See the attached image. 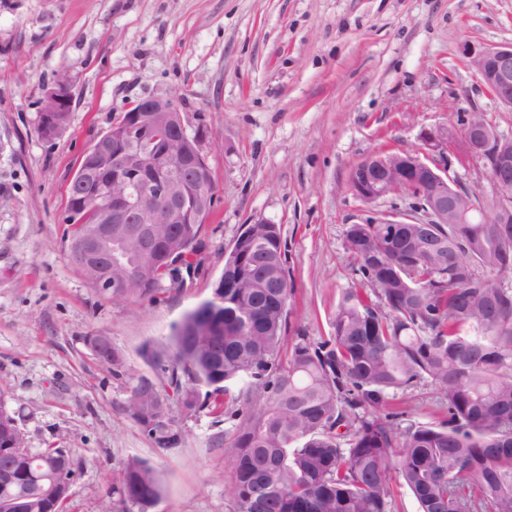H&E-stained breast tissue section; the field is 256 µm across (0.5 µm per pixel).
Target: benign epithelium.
Instances as JSON below:
<instances>
[{
    "mask_svg": "<svg viewBox=\"0 0 512 512\" xmlns=\"http://www.w3.org/2000/svg\"><path fill=\"white\" fill-rule=\"evenodd\" d=\"M486 91L512 109V43L478 48L464 45ZM73 103L70 85L50 88L41 109V128L56 132L69 119ZM180 102L148 96L126 109L123 116L86 151L88 163L77 181L103 185L99 216L81 237L69 243V255L106 295L126 288L133 271L112 257V244L132 246L138 267L156 261L155 247L164 241L169 225L183 222L187 208L207 217L213 189L206 177L201 135L187 132ZM424 152L380 150L358 164L349 175V189L366 204L392 194L421 201L415 211L393 209L373 218V224L421 225L422 247L432 241L435 224H470L478 205L475 196L450 175L445 149L453 143L462 163L483 164L496 198L495 209L483 212L484 224H512V134L499 133L487 121L471 115L459 135L448 129L422 134Z\"/></svg>",
    "mask_w": 512,
    "mask_h": 512,
    "instance_id": "1",
    "label": "benign epithelium"
}]
</instances>
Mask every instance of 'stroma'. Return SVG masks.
<instances>
[{
  "label": "stroma",
  "mask_w": 512,
  "mask_h": 512,
  "mask_svg": "<svg viewBox=\"0 0 512 512\" xmlns=\"http://www.w3.org/2000/svg\"><path fill=\"white\" fill-rule=\"evenodd\" d=\"M512 43V0H0V385L29 447L71 449L80 468L68 512H101L121 464L154 465L164 491L151 512H235L224 444L233 421L172 412L184 440L155 447L124 405L156 378L140 350L164 343L210 299L245 224L281 228L293 284L284 346L332 333L353 284L349 225L390 206L348 188L351 168L384 147H421L422 131H460L473 112L502 133L463 43ZM74 102L61 133L38 114L56 82ZM181 98L202 133L214 204L183 287L154 298L90 288L68 258L66 189L83 155L130 105ZM110 337L123 364H101L85 339ZM402 426L438 421L437 390L400 392Z\"/></svg>",
  "instance_id": "obj_1"
}]
</instances>
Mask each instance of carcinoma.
I'll list each match as a JSON object with an SVG mask.
<instances>
[{
	"mask_svg": "<svg viewBox=\"0 0 512 512\" xmlns=\"http://www.w3.org/2000/svg\"><path fill=\"white\" fill-rule=\"evenodd\" d=\"M97 217L90 204L67 218L70 238ZM203 219L189 211L173 225L177 258L195 263ZM384 225L351 224L345 248L365 288L342 291L332 333L299 337L276 365L293 285L267 288L277 244L252 229L247 255L258 261L239 287L216 281L167 345L145 343L143 359L162 373L186 413L200 408L236 421L224 456L232 465L236 512H394V481L418 512H512V224L434 225L424 255L383 237ZM162 263L120 293L152 298L178 282ZM438 390L444 417L405 429L387 411L420 380ZM124 411L164 451L182 433L158 383L140 378ZM67 464L68 448H30L21 430L0 422V512H66L69 492L44 496L34 475ZM162 482L132 457L106 493L103 512H149Z\"/></svg>",
	"mask_w": 512,
	"mask_h": 512,
	"instance_id": "carcinoma-1",
	"label": "carcinoma"
}]
</instances>
